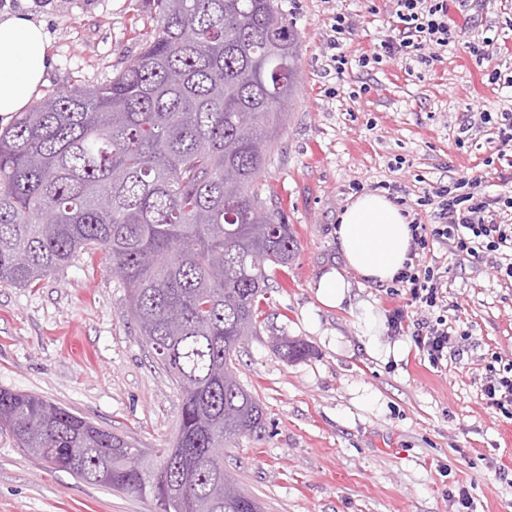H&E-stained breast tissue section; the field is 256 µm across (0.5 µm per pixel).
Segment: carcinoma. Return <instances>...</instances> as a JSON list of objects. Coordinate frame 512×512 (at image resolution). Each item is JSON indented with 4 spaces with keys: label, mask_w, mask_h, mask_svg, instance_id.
<instances>
[{
    "label": "carcinoma",
    "mask_w": 512,
    "mask_h": 512,
    "mask_svg": "<svg viewBox=\"0 0 512 512\" xmlns=\"http://www.w3.org/2000/svg\"><path fill=\"white\" fill-rule=\"evenodd\" d=\"M158 25L109 80L54 93L0 132V284L29 288L103 253L181 393L178 433L147 455L42 398L0 389V427L51 469L150 498L156 512H254L224 448L263 425L235 361L270 267L297 239L262 197L300 39L274 0H149ZM284 360L309 355L286 336Z\"/></svg>",
    "instance_id": "carcinoma-1"
}]
</instances>
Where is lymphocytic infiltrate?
Instances as JSON below:
<instances>
[{
	"label": "lymphocytic infiltrate",
	"mask_w": 512,
	"mask_h": 512,
	"mask_svg": "<svg viewBox=\"0 0 512 512\" xmlns=\"http://www.w3.org/2000/svg\"><path fill=\"white\" fill-rule=\"evenodd\" d=\"M395 16L394 34L354 61L340 50V40L351 33L353 22L348 14H334L329 47L331 67L336 75H344L355 65L373 68L386 58L408 60L424 47L443 49L462 39L470 54L485 63L489 83L512 89V79H502L500 71L490 62L488 48L493 45V38L485 36L470 41L466 38V28L450 26L447 0H396ZM498 180V185L493 187L483 176L463 177L452 185H440L428 191L423 203L434 206L439 222L432 226L412 224L411 254H419L433 241L448 245L455 256L463 258H476L490 251L507 256L503 270L512 278V224L506 219L507 212L512 210V173L499 174ZM395 283L409 305L434 315L433 320L410 323L402 310H395L392 320L395 331H410L418 349L427 353L430 364L441 366L451 334L447 319L438 313L444 302L439 274L433 267L409 263L399 272Z\"/></svg>",
	"instance_id": "lymphocytic-infiltrate-1"
}]
</instances>
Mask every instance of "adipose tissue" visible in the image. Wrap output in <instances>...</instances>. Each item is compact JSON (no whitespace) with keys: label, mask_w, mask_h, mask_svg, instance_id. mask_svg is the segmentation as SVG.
Segmentation results:
<instances>
[{"label":"adipose tissue","mask_w":512,"mask_h":512,"mask_svg":"<svg viewBox=\"0 0 512 512\" xmlns=\"http://www.w3.org/2000/svg\"><path fill=\"white\" fill-rule=\"evenodd\" d=\"M51 68L45 24L29 13H0V118L24 111ZM343 269L319 276L318 300L340 307L347 298L348 273L382 284L395 280L409 260L411 230L400 207L386 196L363 193L351 200L336 226Z\"/></svg>","instance_id":"1"}]
</instances>
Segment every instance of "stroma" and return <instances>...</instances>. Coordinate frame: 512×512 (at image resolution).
<instances>
[{"label":"stroma","mask_w":512,"mask_h":512,"mask_svg":"<svg viewBox=\"0 0 512 512\" xmlns=\"http://www.w3.org/2000/svg\"><path fill=\"white\" fill-rule=\"evenodd\" d=\"M300 36L297 92L260 186L298 240L288 266L270 270L261 326L241 348L237 377L264 408L261 431L224 450L238 487L263 512H512V419L484 399L493 357L512 361V282L495 256L458 261L434 244L418 261L441 273L453 334L445 367L433 368L411 336L387 321L407 307L388 284L355 280L341 307L322 305L313 283L340 266L337 219L354 191L391 195L410 218L435 223L425 188L449 175L503 169L481 128L462 138L469 107L512 110L461 43L403 67L336 75L328 47L333 13L351 14L343 52L358 58L390 32L396 0H275ZM46 24L54 58L41 95L112 77L152 35L146 0H0ZM507 40L495 55L512 77V0H448V22ZM369 93H360L361 85ZM385 319L365 335L360 307ZM307 342L288 362L274 336ZM0 388L37 395L142 448L176 436L181 396L126 314V290L101 255L79 254L33 288L0 285ZM467 492L470 505L458 502ZM0 512H155L135 495L88 484L32 462L0 429Z\"/></svg>","instance_id":"1"}]
</instances>
